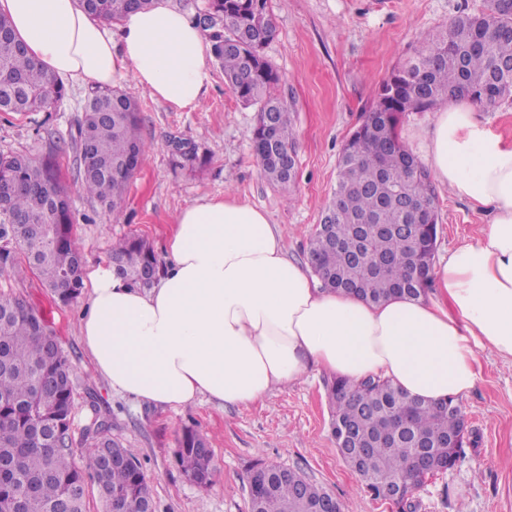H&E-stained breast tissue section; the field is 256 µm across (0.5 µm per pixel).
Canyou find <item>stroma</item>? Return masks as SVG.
<instances>
[{
  "mask_svg": "<svg viewBox=\"0 0 512 512\" xmlns=\"http://www.w3.org/2000/svg\"><path fill=\"white\" fill-rule=\"evenodd\" d=\"M483 0H269L277 36L265 53L280 71L277 93L292 105L296 177L291 197L260 174L251 135L257 109L244 105L209 63L210 82L195 108L176 109L151 97L133 80L123 89L140 103L148 147L120 216L87 197L77 178L75 150L60 156L76 220L73 232L86 260H108L114 239L139 236L162 252L174 216L203 196L227 194L266 212L283 234L289 259L305 263L308 240L335 185L339 153L362 122L378 84L413 53L422 34L434 32ZM67 93L49 112H0V154L41 156L50 143L69 142L89 84L66 79ZM188 143L189 159L172 149ZM439 224L436 261L477 236L487 209L436 185ZM0 293L23 299L50 323L73 372L70 433L75 462L89 450L95 419L140 462L155 512H249L248 476L259 460L298 470L342 504V512H398L374 499L340 458L330 430L329 376L312 371L273 389L263 403L227 406L201 399L161 409L112 392L95 374L80 336L87 304L79 296L61 305L29 270L0 278ZM483 379L460 403L470 445L460 462L418 491L412 512H512V365L482 351ZM193 428L208 441L213 476L191 483L177 464L179 438Z\"/></svg>",
  "mask_w": 512,
  "mask_h": 512,
  "instance_id": "stroma-1",
  "label": "stroma"
}]
</instances>
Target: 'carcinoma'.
<instances>
[{
  "label": "carcinoma",
  "instance_id": "obj_1",
  "mask_svg": "<svg viewBox=\"0 0 512 512\" xmlns=\"http://www.w3.org/2000/svg\"><path fill=\"white\" fill-rule=\"evenodd\" d=\"M88 13L120 20L152 0H79ZM204 10L220 22L202 28L224 79L243 103L257 107L252 145L261 174L286 190L294 173L282 157L296 154L290 105L274 93L281 74L264 55L276 26L268 0H206ZM66 94L62 78L27 58L8 15L0 13V112H49ZM512 95V0H484L483 8L461 13L425 35L403 65L378 85L363 122L345 141L336 185L320 223L309 238L307 262L324 288L380 303L394 296L426 295L439 224L428 169L400 141L406 112H426L442 101L468 99L489 110ZM139 105L118 89L95 88L71 141L80 161L83 192L115 216L123 212L129 183L143 164L147 146L139 132ZM53 144L39 158L0 154V182L14 184L6 210L21 224H0V239L12 243L27 267L56 298L67 304L82 291L85 263L73 234L70 197ZM112 267L137 288H150L162 260L142 238L112 244ZM45 319L24 301L0 295V512H57L69 498V512H87L86 489L96 487L102 512L133 509L149 491L135 458L124 448L112 457L107 422L90 436L93 450L74 462L70 436L72 369L53 351ZM331 428L347 435L341 459L364 487L403 488L392 501H407L433 474L418 468L421 453L441 467L455 466L469 442L464 411L454 397L439 402L408 399L385 381L334 379ZM178 465L202 480L211 476L206 439L186 428L179 439ZM280 466L259 463L249 474L258 512H313L332 494L296 471L293 489Z\"/></svg>",
  "mask_w": 512,
  "mask_h": 512
}]
</instances>
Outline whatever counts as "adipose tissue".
Masks as SVG:
<instances>
[{
	"instance_id": "obj_1",
	"label": "adipose tissue",
	"mask_w": 512,
	"mask_h": 512,
	"mask_svg": "<svg viewBox=\"0 0 512 512\" xmlns=\"http://www.w3.org/2000/svg\"><path fill=\"white\" fill-rule=\"evenodd\" d=\"M0 12L29 59L61 77L102 88L130 78L178 109L209 83L205 35L169 0L114 27L77 0H0ZM423 150L437 182L490 210L480 234L433 267L435 300L322 290L264 211L203 197L176 215L152 287L128 285L106 262L84 272L80 333L95 373L114 392L177 409L203 398L253 405L312 370L439 401L478 385L480 351L512 364V144L453 104Z\"/></svg>"
}]
</instances>
